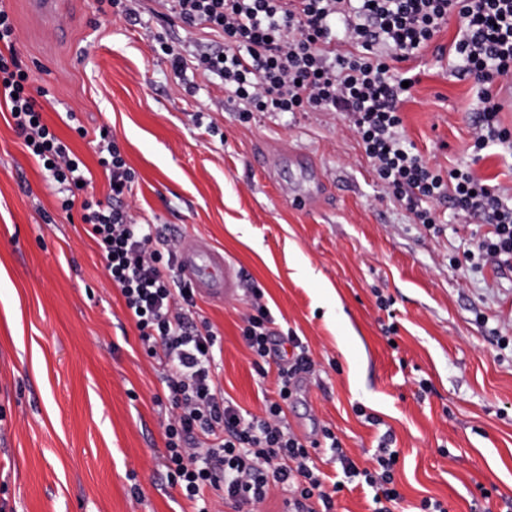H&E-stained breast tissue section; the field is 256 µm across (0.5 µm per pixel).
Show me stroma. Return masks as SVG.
<instances>
[{
	"mask_svg": "<svg viewBox=\"0 0 512 512\" xmlns=\"http://www.w3.org/2000/svg\"><path fill=\"white\" fill-rule=\"evenodd\" d=\"M53 22L5 0L15 48L33 71L43 117L106 180L87 141L108 127L135 173L130 205L179 239L200 237L244 276L224 303L198 300L218 329L215 380L262 414L276 363L259 376L240 328L252 289L275 341L295 332L315 362L286 419L312 440L330 427L359 467L384 433L393 475L417 512H506L512 505V271L453 267L448 256L481 219L438 204L441 231L412 223L383 195L357 138L332 112H255L197 67L173 74L154 38L215 47L140 0L137 19L96 0H62ZM456 20L411 62L401 108L407 138L441 169L469 164L512 187V162L474 159L477 89L449 65ZM73 110L80 130L64 120ZM310 193L308 204L293 193ZM388 307H379V299ZM160 369L149 358L79 215L61 211L0 104V505L6 512H195L161 465ZM378 425L367 423V416Z\"/></svg>",
	"mask_w": 512,
	"mask_h": 512,
	"instance_id": "obj_1",
	"label": "stroma"
}]
</instances>
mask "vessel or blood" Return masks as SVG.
I'll use <instances>...</instances> for the list:
<instances>
[{
	"mask_svg": "<svg viewBox=\"0 0 512 512\" xmlns=\"http://www.w3.org/2000/svg\"><path fill=\"white\" fill-rule=\"evenodd\" d=\"M180 276L191 283L197 296L214 302L236 297L243 284L241 269L225 260L222 251L207 240H183L178 256Z\"/></svg>",
	"mask_w": 512,
	"mask_h": 512,
	"instance_id": "1",
	"label": "vessel or blood"
}]
</instances>
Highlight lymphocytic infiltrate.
Returning <instances> with one entry per match:
<instances>
[{
    "mask_svg": "<svg viewBox=\"0 0 512 512\" xmlns=\"http://www.w3.org/2000/svg\"><path fill=\"white\" fill-rule=\"evenodd\" d=\"M153 14L201 27L223 39L222 49H197L204 74L245 112H337L358 138L384 192L404 202L414 224L436 231V203L446 201L462 218L481 217L486 232L472 233L453 261L473 269H512V204L506 191L470 167L449 171L430 165L403 134L398 109L409 73L400 63L418 57L450 17L459 21L455 57L477 87L479 119L472 151L495 148L512 156V130L503 127L496 88L512 82V0H152ZM349 45L346 53L335 43ZM43 90L15 48V25L0 4V101L26 149L54 182L60 208L82 211L112 285L134 322L146 353L162 368L171 412L164 425L167 475L183 495L199 502L213 493L235 512H255L282 489L297 512H333L339 486H326L313 453H336L347 481L374 491L373 512H394L401 499L393 477L395 450L380 446L374 468H359L330 428L308 441L295 434L285 410L300 375L314 364L300 337L280 352L275 397L263 415L241 413L225 398L212 368L218 333L195 324L192 288L176 275L178 243L157 225L139 222L122 199L134 174L111 135L92 142L108 179L110 202L81 197L90 184L87 165L43 121ZM254 312L241 337L256 363L272 352L270 311L255 292Z\"/></svg>",
    "mask_w": 512,
    "mask_h": 512,
    "instance_id": "obj_1",
    "label": "lymphocytic infiltrate"
}]
</instances>
